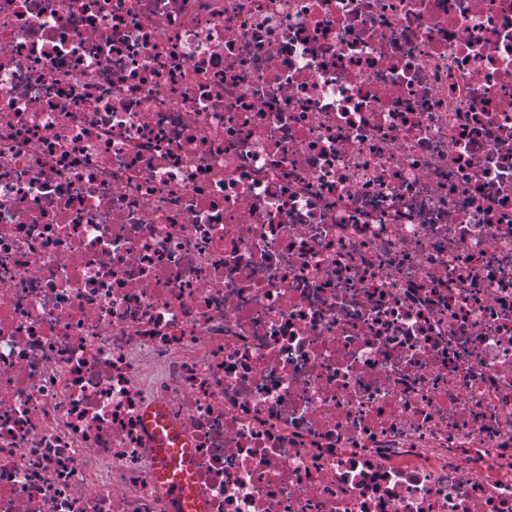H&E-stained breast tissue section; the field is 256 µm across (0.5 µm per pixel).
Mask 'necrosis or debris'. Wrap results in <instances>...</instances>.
I'll use <instances>...</instances> for the list:
<instances>
[{"instance_id":"necrosis-or-debris-1","label":"necrosis or debris","mask_w":512,"mask_h":512,"mask_svg":"<svg viewBox=\"0 0 512 512\" xmlns=\"http://www.w3.org/2000/svg\"><path fill=\"white\" fill-rule=\"evenodd\" d=\"M512 512V0H0V512ZM160 443L165 447L158 448V462L161 474L165 478L171 479L169 483L170 492L178 500H181L184 495L187 476L185 472L175 471V465L181 461L183 448H179L180 441L176 440L173 436L164 437Z\"/></svg>"}]
</instances>
